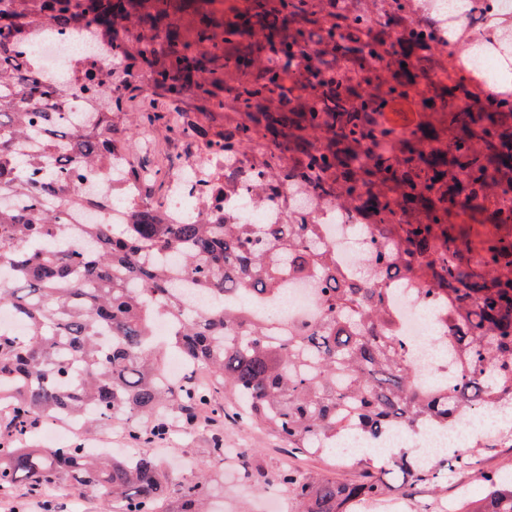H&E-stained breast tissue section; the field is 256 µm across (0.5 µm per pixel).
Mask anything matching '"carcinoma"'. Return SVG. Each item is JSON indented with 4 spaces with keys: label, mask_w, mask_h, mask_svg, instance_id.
Segmentation results:
<instances>
[{
    "label": "carcinoma",
    "mask_w": 512,
    "mask_h": 512,
    "mask_svg": "<svg viewBox=\"0 0 512 512\" xmlns=\"http://www.w3.org/2000/svg\"><path fill=\"white\" fill-rule=\"evenodd\" d=\"M411 11V0H0V267L12 273L0 307L28 328L25 339L0 330V495L64 485L118 512H160L170 478L148 454L14 442L49 417L88 430L119 423L136 444L188 408L220 417L216 389L166 378L162 349L208 370L241 421L284 440L294 459L331 456L350 434L376 442L512 404V89L487 84L486 101L466 103L468 53L452 57L453 29L442 41L426 22H406ZM36 16L58 30L97 26L113 66L83 91L107 98L108 111L72 115L65 84L12 58L35 40ZM382 58L393 67L381 76L372 65ZM301 60L315 65L306 88L293 86ZM344 61L365 70L342 84ZM383 85L420 112L389 111ZM227 106L238 118L221 131L196 116ZM142 128L195 144L181 170L192 184L239 185L262 203L288 184V223L251 224L217 195L204 220L167 224L160 178L136 200L116 198L108 161L131 152ZM309 191L373 226L367 274L295 210ZM84 209L100 221L70 223ZM186 275L217 302L196 311ZM290 279L317 283L315 317L252 314L249 303L276 298ZM401 285L435 302L446 327L438 384L422 381L400 332ZM158 317L169 335L156 334ZM489 447L471 442L428 465L409 448L365 451L353 459L357 480L291 464L261 478L288 490L293 512H356L388 498L394 473L410 497L466 471L487 494L462 512H512V483L483 469ZM210 489L204 468L178 482L176 512H209Z\"/></svg>",
    "instance_id": "1"
}]
</instances>
